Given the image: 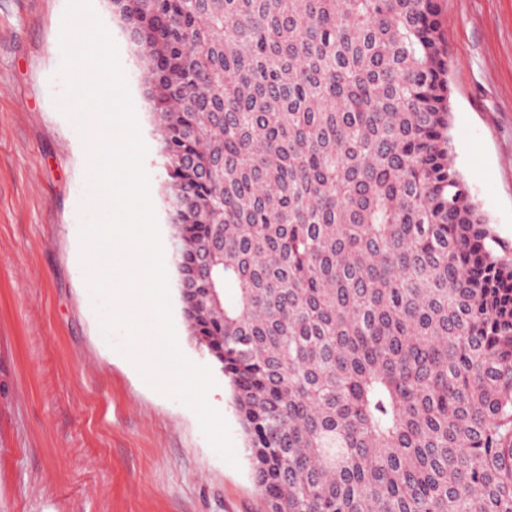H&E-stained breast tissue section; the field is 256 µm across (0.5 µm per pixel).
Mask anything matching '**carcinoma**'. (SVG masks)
Masks as SVG:
<instances>
[{
	"mask_svg": "<svg viewBox=\"0 0 512 512\" xmlns=\"http://www.w3.org/2000/svg\"><path fill=\"white\" fill-rule=\"evenodd\" d=\"M109 4L269 512H512V253L454 163L438 0Z\"/></svg>",
	"mask_w": 512,
	"mask_h": 512,
	"instance_id": "carcinoma-1",
	"label": "carcinoma"
}]
</instances>
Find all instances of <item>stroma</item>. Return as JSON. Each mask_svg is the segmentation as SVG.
<instances>
[{
  "label": "stroma",
  "instance_id": "35a3bbf8",
  "mask_svg": "<svg viewBox=\"0 0 512 512\" xmlns=\"http://www.w3.org/2000/svg\"><path fill=\"white\" fill-rule=\"evenodd\" d=\"M438 3L454 161L512 244V0ZM91 5L118 49L169 254L142 61L108 0ZM66 6L0 0V512H267L224 376L209 402L228 424L232 464L189 407L127 363L125 334L102 332L106 305L90 296L80 262L93 185L80 126L56 105Z\"/></svg>",
  "mask_w": 512,
  "mask_h": 512
}]
</instances>
